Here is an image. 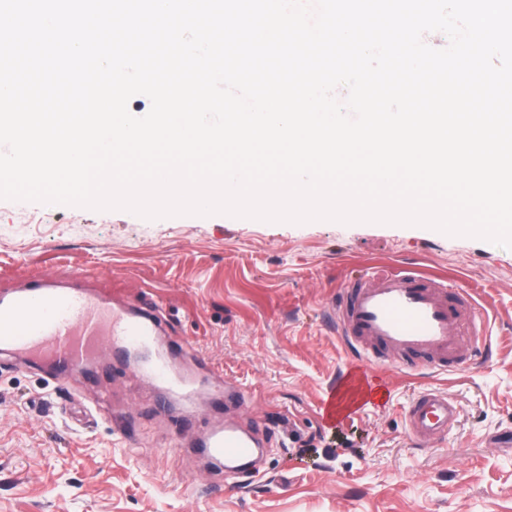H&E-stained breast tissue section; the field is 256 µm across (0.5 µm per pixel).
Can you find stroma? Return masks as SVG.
I'll return each instance as SVG.
<instances>
[{"label":"stroma","mask_w":512,"mask_h":512,"mask_svg":"<svg viewBox=\"0 0 512 512\" xmlns=\"http://www.w3.org/2000/svg\"><path fill=\"white\" fill-rule=\"evenodd\" d=\"M374 267L474 288L488 336H463L464 362L444 372L355 361L328 314ZM41 277L112 293L118 312L161 301L176 386L114 358L57 376L0 351V512H512V249L420 226L0 200V293ZM350 373L359 396L328 411ZM229 383L241 407L223 406ZM426 389L459 411L432 444L406 421ZM225 424L262 439L258 470L194 448Z\"/></svg>","instance_id":"obj_1"}]
</instances>
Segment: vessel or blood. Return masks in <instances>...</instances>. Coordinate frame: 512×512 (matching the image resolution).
I'll use <instances>...</instances> for the list:
<instances>
[{"instance_id": "vessel-or-blood-1", "label": "vessel or blood", "mask_w": 512, "mask_h": 512, "mask_svg": "<svg viewBox=\"0 0 512 512\" xmlns=\"http://www.w3.org/2000/svg\"><path fill=\"white\" fill-rule=\"evenodd\" d=\"M471 298L463 286L398 268L361 274L332 313L346 345L366 364L381 365L379 353L388 350L443 370L461 348L457 305ZM154 333L151 322L113 314L86 290L49 280L0 295V345L39 355L63 373L108 349L147 347ZM455 420L453 401L435 389L421 392L407 413L410 436L423 443L446 439ZM202 445L219 462L254 454L250 441L230 427L207 433Z\"/></svg>"}]
</instances>
